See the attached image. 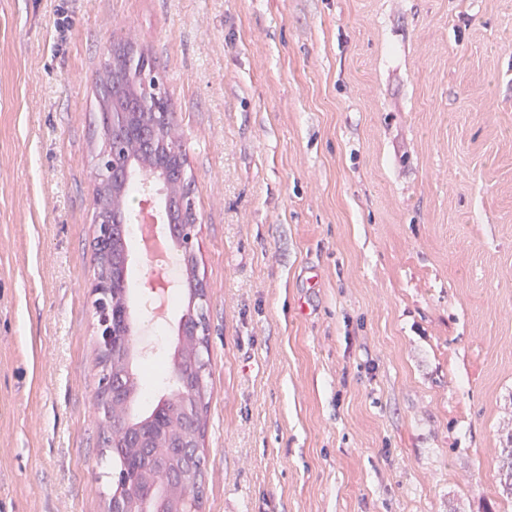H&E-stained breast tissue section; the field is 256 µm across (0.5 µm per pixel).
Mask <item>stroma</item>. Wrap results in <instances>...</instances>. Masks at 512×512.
<instances>
[{
  "mask_svg": "<svg viewBox=\"0 0 512 512\" xmlns=\"http://www.w3.org/2000/svg\"><path fill=\"white\" fill-rule=\"evenodd\" d=\"M129 34L193 178L203 512H512V0H0V512L112 492L95 81ZM164 274L131 243L169 365Z\"/></svg>",
  "mask_w": 512,
  "mask_h": 512,
  "instance_id": "35a3bbf8",
  "label": "stroma"
}]
</instances>
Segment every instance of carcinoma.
Wrapping results in <instances>:
<instances>
[{"label":"carcinoma","instance_id":"obj_1","mask_svg":"<svg viewBox=\"0 0 512 512\" xmlns=\"http://www.w3.org/2000/svg\"><path fill=\"white\" fill-rule=\"evenodd\" d=\"M98 112L103 142L94 165V211L107 216L108 233L95 238L96 266L122 272L129 253L127 221L133 194L150 182L165 191V216L174 228L196 221L187 177V158L182 134L169 110L163 79L155 63L134 51L131 42L119 43L107 52L98 78ZM117 131H112V125ZM129 167L130 180H112V173ZM187 299L181 336L177 339L174 365L186 375L183 391L197 404L188 416L182 407L160 399L151 411L139 414L135 405L142 394L141 377L133 371L125 353L103 364L99 380L100 401L109 421L98 426L100 452L112 453V495H128L134 488L146 490L158 480L167 492L160 499L142 493L134 500V512H199L203 458L182 437L193 434L202 440L205 429L206 393L195 389L199 351L208 346L207 326H197L200 312L194 301L196 263L184 262ZM128 308L127 292L115 288L95 300L99 319ZM155 448L138 447V432L157 422ZM501 486L512 496V448L504 449Z\"/></svg>","mask_w":512,"mask_h":512}]
</instances>
